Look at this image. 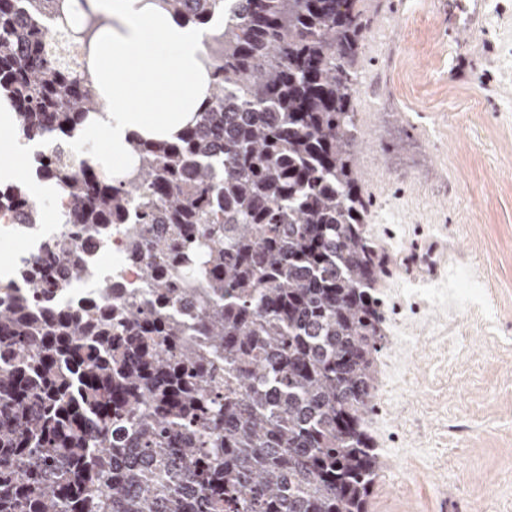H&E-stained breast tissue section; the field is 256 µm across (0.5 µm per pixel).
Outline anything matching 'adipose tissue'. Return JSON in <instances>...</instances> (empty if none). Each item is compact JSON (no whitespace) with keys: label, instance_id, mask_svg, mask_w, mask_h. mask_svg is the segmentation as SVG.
I'll return each mask as SVG.
<instances>
[{"label":"adipose tissue","instance_id":"ef3b65f1","mask_svg":"<svg viewBox=\"0 0 512 512\" xmlns=\"http://www.w3.org/2000/svg\"><path fill=\"white\" fill-rule=\"evenodd\" d=\"M103 23L90 42V71L101 105L80 126L82 140L101 139L97 169L119 177L138 163L133 140H173L193 124L208 96L210 75L201 63L204 29L176 21L159 0H87ZM151 70L133 73L141 58Z\"/></svg>","mask_w":512,"mask_h":512}]
</instances>
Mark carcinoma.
Masks as SVG:
<instances>
[{"instance_id": "cac0c4a2", "label": "carcinoma", "mask_w": 512, "mask_h": 512, "mask_svg": "<svg viewBox=\"0 0 512 512\" xmlns=\"http://www.w3.org/2000/svg\"><path fill=\"white\" fill-rule=\"evenodd\" d=\"M224 32L204 41L209 96L174 142L136 139L108 179L69 149L99 106L68 0H0V92L53 138L37 175L64 223L128 225L143 267L103 310L57 306L83 278L73 240L0 286V512H368L367 431L385 338V259L354 148L359 0H161ZM59 18L55 27L40 17ZM34 220L21 186L0 208Z\"/></svg>"}]
</instances>
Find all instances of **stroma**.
Listing matches in <instances>:
<instances>
[{
    "instance_id": "35a3bbf8",
    "label": "stroma",
    "mask_w": 512,
    "mask_h": 512,
    "mask_svg": "<svg viewBox=\"0 0 512 512\" xmlns=\"http://www.w3.org/2000/svg\"><path fill=\"white\" fill-rule=\"evenodd\" d=\"M360 191L395 251L429 235L451 268L483 278L448 339L387 334L370 413L383 462L372 512H512V0H362ZM447 278L420 306L381 299L386 319L438 322ZM399 357L401 371L391 374Z\"/></svg>"
}]
</instances>
